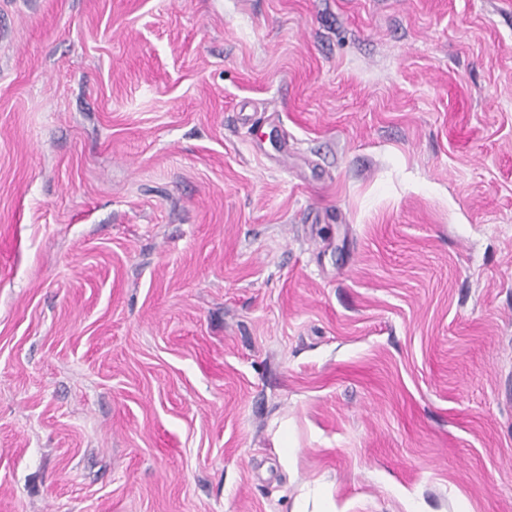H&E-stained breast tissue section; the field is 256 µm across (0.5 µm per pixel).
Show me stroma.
<instances>
[{"label":"stroma","mask_w":512,"mask_h":512,"mask_svg":"<svg viewBox=\"0 0 512 512\" xmlns=\"http://www.w3.org/2000/svg\"><path fill=\"white\" fill-rule=\"evenodd\" d=\"M512 512V0H0V512Z\"/></svg>","instance_id":"stroma-1"}]
</instances>
